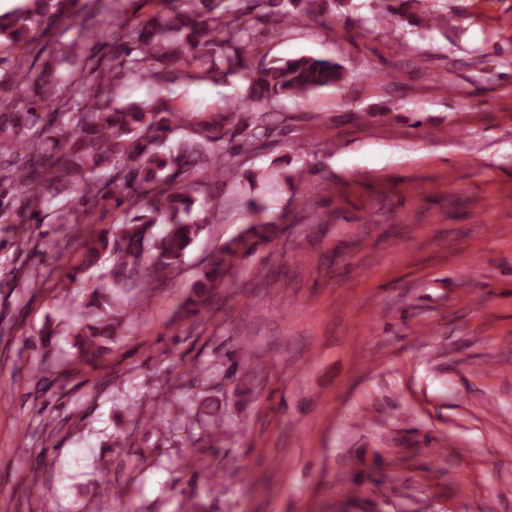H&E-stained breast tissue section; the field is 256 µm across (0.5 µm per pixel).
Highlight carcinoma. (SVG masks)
Listing matches in <instances>:
<instances>
[{
  "label": "carcinoma",
  "instance_id": "carcinoma-1",
  "mask_svg": "<svg viewBox=\"0 0 512 512\" xmlns=\"http://www.w3.org/2000/svg\"><path fill=\"white\" fill-rule=\"evenodd\" d=\"M318 1L330 2L159 0L153 14L132 23L127 0H86L77 10L79 0H24L0 18V62L12 64L8 75H0V88L15 97L0 109V213H14L21 227L42 223L49 213L61 224H83L112 200V209L130 219L84 238L76 271L110 261L113 287L131 280L136 295L149 297L157 274L177 275L186 250L211 223L209 211L193 214L206 184L240 175L255 183L259 175L240 171L230 158L258 149L267 117L282 109L284 99L344 81L342 65L332 59L283 57L257 68L247 62L263 37L301 16L320 19ZM406 2L375 0V20L394 19ZM61 23L62 33L71 34L67 41L55 38ZM107 38L111 56L88 52ZM44 39L59 47L37 67L29 58ZM221 67L214 81L239 79L245 84L239 98L192 111L173 105V86L207 80ZM135 74L158 86L152 99L123 101L125 80ZM178 133L186 139L164 150ZM66 191L74 196L51 207ZM246 214L247 228L210 254L190 286L183 317L208 307L217 312L215 298L237 276L239 261L276 238L277 220L266 218L257 199L248 202ZM161 219L167 230L158 237L153 228ZM110 287L89 289L95 316L75 334L79 359L93 368L120 332L123 301ZM131 413L133 430L154 426L145 404H135Z\"/></svg>",
  "mask_w": 512,
  "mask_h": 512
}]
</instances>
